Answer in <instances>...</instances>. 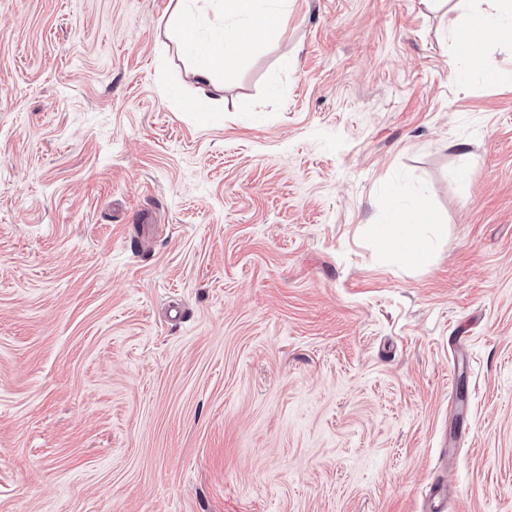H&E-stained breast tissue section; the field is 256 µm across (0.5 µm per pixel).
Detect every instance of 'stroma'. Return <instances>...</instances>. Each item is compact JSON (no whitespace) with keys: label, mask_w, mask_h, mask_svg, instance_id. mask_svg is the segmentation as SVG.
I'll use <instances>...</instances> for the list:
<instances>
[{"label":"stroma","mask_w":512,"mask_h":512,"mask_svg":"<svg viewBox=\"0 0 512 512\" xmlns=\"http://www.w3.org/2000/svg\"><path fill=\"white\" fill-rule=\"evenodd\" d=\"M174 4L0 0V512H512V82L295 0L201 89ZM391 224H371L369 231L376 235H389L396 237L402 243L406 258L412 263H423L428 259V250L426 246L414 240L410 235L411 224L406 223L405 219L399 214H394L390 221Z\"/></svg>","instance_id":"stroma-1"}]
</instances>
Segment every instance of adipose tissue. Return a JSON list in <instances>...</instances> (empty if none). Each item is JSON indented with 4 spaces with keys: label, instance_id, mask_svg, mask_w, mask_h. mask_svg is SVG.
I'll return each mask as SVG.
<instances>
[{
    "label": "adipose tissue",
    "instance_id": "adipose-tissue-1",
    "mask_svg": "<svg viewBox=\"0 0 512 512\" xmlns=\"http://www.w3.org/2000/svg\"><path fill=\"white\" fill-rule=\"evenodd\" d=\"M262 0H224L222 21L214 24L211 40L198 39L195 35L201 0H176L169 28L171 40L188 60L194 82L201 86L230 83L237 74L242 52L241 34L238 27L230 25L236 17L248 23L254 38H262L268 32L281 27L288 18L290 0H273L272 7L265 8ZM484 7H462L452 19L456 50L466 68H479L485 74L494 69L485 57L483 41L473 39V32L480 27L493 28L500 12L512 10V0H484Z\"/></svg>",
    "mask_w": 512,
    "mask_h": 512
}]
</instances>
